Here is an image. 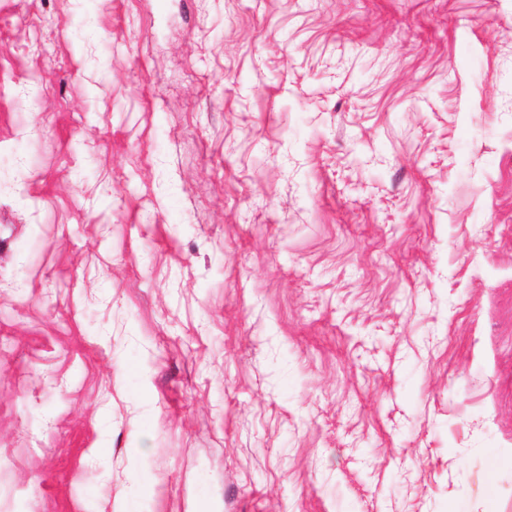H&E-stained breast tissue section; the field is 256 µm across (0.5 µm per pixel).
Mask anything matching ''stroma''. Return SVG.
Here are the masks:
<instances>
[{
    "label": "stroma",
    "instance_id": "stroma-1",
    "mask_svg": "<svg viewBox=\"0 0 512 512\" xmlns=\"http://www.w3.org/2000/svg\"><path fill=\"white\" fill-rule=\"evenodd\" d=\"M0 512H512V0H0Z\"/></svg>",
    "mask_w": 512,
    "mask_h": 512
}]
</instances>
